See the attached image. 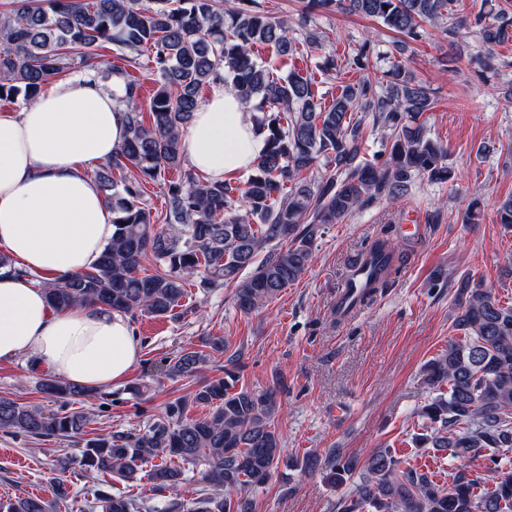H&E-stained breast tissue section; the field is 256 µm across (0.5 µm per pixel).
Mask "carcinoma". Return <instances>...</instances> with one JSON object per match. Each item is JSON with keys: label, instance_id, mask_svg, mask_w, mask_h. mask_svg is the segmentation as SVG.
Segmentation results:
<instances>
[{"label": "carcinoma", "instance_id": "carcinoma-1", "mask_svg": "<svg viewBox=\"0 0 512 512\" xmlns=\"http://www.w3.org/2000/svg\"><path fill=\"white\" fill-rule=\"evenodd\" d=\"M453 0H307L310 10H337L380 22L413 42L440 30L452 43L467 26L453 17ZM482 44L490 51L512 42V0L475 18ZM322 48L313 28L303 39L286 18H275L256 0H10L0 12V102L36 99L46 83L61 77L74 61L85 68L104 63L110 44L120 55L147 53L158 87L143 106L139 79L125 80L127 135L112 159L94 172L112 210V240L91 271L62 282L32 276L50 308L63 312L94 304L118 313L171 316L197 277L203 291L236 287L235 305L244 313L261 308L297 281L313 262L320 226L335 224L354 210L394 198L417 180L443 184L457 178L448 165V147L429 136L422 116L433 109L428 90L398 61L376 75L372 49L363 43L355 64L365 75L340 86L326 103L317 81L292 71L274 74V63L257 62L255 48L267 46L275 58L291 59L296 44ZM228 83L254 112L265 149L241 185L211 182L185 166L181 135L200 104L201 89L216 79ZM149 115H144V112ZM382 131V148L368 154L365 129ZM137 176L115 179L127 166ZM319 166L312 178L304 173ZM164 223L144 199L145 184L165 179L169 170ZM384 224L360 251L374 269L358 304L387 286L406 253ZM274 245L263 258L259 254ZM155 263L153 274L143 263ZM453 328L463 336L423 368L431 393L418 417L426 420L413 443L448 450L454 460L448 485L426 472L403 467L389 448H379L363 473L337 503L338 512H512V304L465 275L457 281ZM211 354L189 348L166 364L170 378H191ZM224 377L207 381L188 396L167 403L163 416L135 432L115 431L86 441L83 466L102 480L93 491L94 512H251L247 486L264 483L284 460L282 437L273 419L277 390L236 388V355ZM44 394L64 402L90 399L84 388L50 372L39 374ZM209 407L193 417V407ZM88 418L63 406L47 411L0 396V430L29 437H76ZM475 457L487 461L493 486L478 492L470 477ZM154 459L147 475L142 465ZM204 472L196 497L181 503L168 497L184 481V465ZM326 468L327 478L350 479L357 461L334 448L321 459H303L302 470ZM69 462L57 461L47 495L0 503V512H59L70 495ZM147 479L151 497L142 505L112 492L105 480Z\"/></svg>", "mask_w": 512, "mask_h": 512}]
</instances>
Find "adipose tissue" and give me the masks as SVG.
I'll return each instance as SVG.
<instances>
[{
    "instance_id": "obj_1",
    "label": "adipose tissue",
    "mask_w": 512,
    "mask_h": 512,
    "mask_svg": "<svg viewBox=\"0 0 512 512\" xmlns=\"http://www.w3.org/2000/svg\"><path fill=\"white\" fill-rule=\"evenodd\" d=\"M121 80L88 72L49 80L20 112L0 114V249L24 270L0 269V362L22 357L98 391L140 359L128 319L96 306L52 311L35 277L62 281L92 269L112 239V213L91 177L127 128ZM189 164L211 180L249 171L265 148L253 115L214 82L182 134Z\"/></svg>"
}]
</instances>
